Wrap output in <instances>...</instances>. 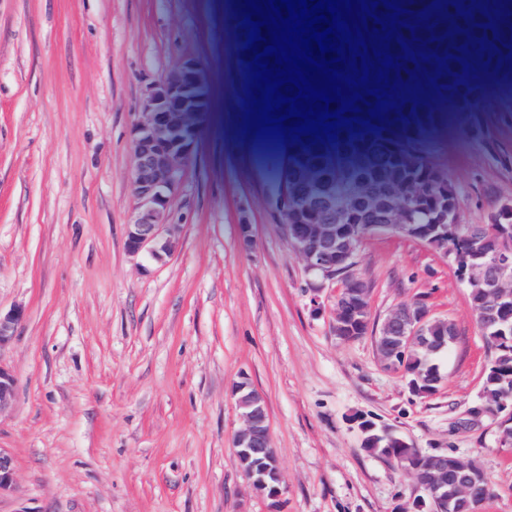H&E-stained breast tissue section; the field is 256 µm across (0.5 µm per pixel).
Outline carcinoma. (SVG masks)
I'll list each match as a JSON object with an SVG mask.
<instances>
[{
    "instance_id": "cac0c4a2",
    "label": "carcinoma",
    "mask_w": 512,
    "mask_h": 512,
    "mask_svg": "<svg viewBox=\"0 0 512 512\" xmlns=\"http://www.w3.org/2000/svg\"><path fill=\"white\" fill-rule=\"evenodd\" d=\"M463 4L472 8V17L463 18L456 12V6L450 4L439 9L440 19L430 20V27L436 35L421 29L416 36L435 37L437 41L428 43L431 49H438L439 57L456 55L464 58L474 68L475 79L462 76L463 66L452 59L446 60L448 69L442 70L438 83L448 84V89L437 95L433 86H428L432 97H440L453 105L468 107L477 102L483 92L484 79L496 75L512 82V68H497L498 59H506L512 52V44L500 45L495 34L488 28L478 26L488 21L482 15L483 9L474 7L472 0H463ZM462 32H455V28ZM452 35H447V31ZM474 36H468V33ZM485 39L486 50L468 54L459 47L472 43L478 44ZM495 47H490V44ZM488 66H483V63ZM408 102L402 113L390 114L387 123L373 121L372 126H357L353 129L339 128L337 139L325 144L315 140L311 144L299 143L280 145L278 140L267 141V152L272 162L283 166L284 181L281 192L288 193V218L291 224H311L319 220L320 206L315 202L318 188H329L338 193L352 184L362 187L361 195L355 205V223L376 224L381 211L376 203L390 194L394 184H403L408 196L405 200L403 223L435 224L445 207L456 203L458 190L453 183L441 174L438 166L423 158L405 153V148L419 142L425 132L445 122L444 113L424 105L411 102L412 95L405 94ZM406 118H401V115ZM482 336L495 349L497 367L487 373L483 379L485 400L497 402L501 393L512 390V331L501 332L489 328L482 320H477ZM436 340L452 345L458 333L456 327L438 321L433 326ZM422 371L432 380L433 387H439L443 376L438 367V356L429 349H419L405 364V371ZM365 450L391 460L400 466L412 470L415 477L424 478L428 474L433 455L423 454L415 459L407 456L398 437L389 432L380 434L366 443ZM472 474L476 478L474 489L482 494L490 489V481L485 473L471 460L452 453L448 454V481H453L460 473Z\"/></svg>"
}]
</instances>
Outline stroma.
Segmentation results:
<instances>
[{"instance_id": "stroma-1", "label": "stroma", "mask_w": 512, "mask_h": 512, "mask_svg": "<svg viewBox=\"0 0 512 512\" xmlns=\"http://www.w3.org/2000/svg\"><path fill=\"white\" fill-rule=\"evenodd\" d=\"M234 0H0V310L25 320L0 349L17 378L0 413L15 461L0 512H414L413 475L367 452L364 415L422 451L472 459L512 512V450L489 422L457 428L494 355L448 259L396 233L366 236L355 270L371 320L421 299L458 337L426 398L384 370L373 335L334 336L338 281L306 272L274 216L264 140L243 132ZM198 57V150L170 210L180 247L131 255V128L145 89ZM423 156L487 224L512 198V85L488 79ZM269 406L282 495L258 494L234 437L233 387Z\"/></svg>"}]
</instances>
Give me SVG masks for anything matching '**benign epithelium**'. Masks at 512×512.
<instances>
[{"mask_svg":"<svg viewBox=\"0 0 512 512\" xmlns=\"http://www.w3.org/2000/svg\"><path fill=\"white\" fill-rule=\"evenodd\" d=\"M202 67L192 54L182 56L178 66L149 87L139 103V119L132 128L136 165L132 175L133 217L125 225L129 253L146 255L160 262L179 247L177 225L168 223L170 207L181 188L197 149L199 100L198 72ZM324 215L318 224L288 223V204L282 198L272 203L289 240L301 255L307 272L324 279L341 276L336 296L334 334L345 341L361 336L367 321L364 280L355 271V256L367 229L400 232L421 240L448 258L459 280L466 287L483 289L486 302L480 312L488 324L504 323L512 315V201L503 203L491 217V234L479 241L470 259L463 261L452 241L461 237L463 225L458 218L446 224H402L403 201L393 199L382 208L385 223L346 224L349 201L341 194L324 198ZM475 241L471 235L461 237ZM24 318L17 307L0 314V349L15 336ZM434 317L423 301L403 304L392 309L384 319L376 350L384 368L399 370L410 352L429 343ZM17 380L0 364V411L13 398ZM237 404L244 427L234 440L237 457L251 466L243 468L253 487L271 499L280 496V473L274 448L271 447L269 412L266 399L248 381L235 386ZM472 420L487 417L496 428L497 443L512 449V396L499 399L493 409L485 403L472 407ZM15 465L10 453L0 448V494L12 488ZM473 484L469 475L448 484V467L439 465L429 478L419 483L420 491L433 503L434 512H451L457 499L468 493Z\"/></svg>","mask_w":512,"mask_h":512,"instance_id":"benign-epithelium-1","label":"benign epithelium"}]
</instances>
